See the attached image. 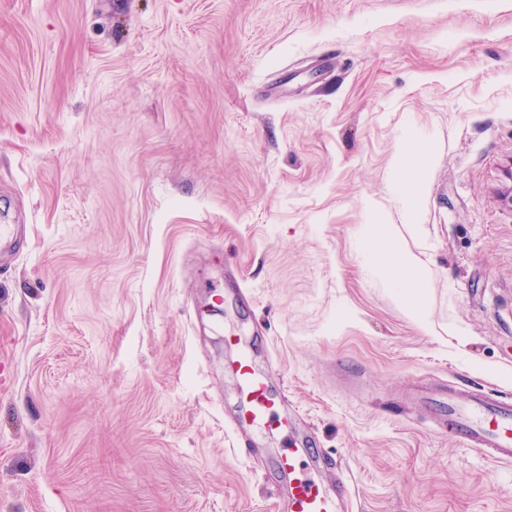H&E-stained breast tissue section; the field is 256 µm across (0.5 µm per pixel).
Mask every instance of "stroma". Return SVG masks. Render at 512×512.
Returning <instances> with one entry per match:
<instances>
[{"label": "stroma", "instance_id": "35a3bbf8", "mask_svg": "<svg viewBox=\"0 0 512 512\" xmlns=\"http://www.w3.org/2000/svg\"><path fill=\"white\" fill-rule=\"evenodd\" d=\"M1 222L27 232L0 512H284L273 458L232 449L233 334L350 512H512V463L408 398L512 402V0H0ZM373 222L426 268L430 330L359 252ZM430 163V156L425 146L413 135L403 140V147L396 153L394 162L395 177L392 182L396 198L408 214L410 224L414 223V214L423 174ZM410 172L409 179L398 176L400 172Z\"/></svg>", "mask_w": 512, "mask_h": 512}]
</instances>
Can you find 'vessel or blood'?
I'll return each mask as SVG.
<instances>
[{"label": "vessel or blood", "instance_id": "vessel-or-blood-1", "mask_svg": "<svg viewBox=\"0 0 512 512\" xmlns=\"http://www.w3.org/2000/svg\"><path fill=\"white\" fill-rule=\"evenodd\" d=\"M227 342L238 348L227 366L237 382L232 432L238 452L250 453L268 435H296L299 418L289 411L284 390L274 388L272 374L258 368L238 338ZM428 401L465 447L512 462V403L467 392L433 394ZM275 466L289 482L287 512H340L351 500L348 481L315 452L311 436L301 437L299 447L279 449Z\"/></svg>", "mask_w": 512, "mask_h": 512}]
</instances>
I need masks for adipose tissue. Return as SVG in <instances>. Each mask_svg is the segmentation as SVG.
<instances>
[{
  "mask_svg": "<svg viewBox=\"0 0 512 512\" xmlns=\"http://www.w3.org/2000/svg\"><path fill=\"white\" fill-rule=\"evenodd\" d=\"M430 163L425 146L412 135L403 140V147L395 156L396 176L392 182L396 198L407 214H414L423 174ZM387 246L391 260L379 269L388 282L395 299L405 313L422 328H429L430 313L426 303L428 276L418 258L403 249L394 229L387 224L366 225L361 239V248L366 257H373L374 244Z\"/></svg>",
  "mask_w": 512,
  "mask_h": 512,
  "instance_id": "1",
  "label": "adipose tissue"
}]
</instances>
